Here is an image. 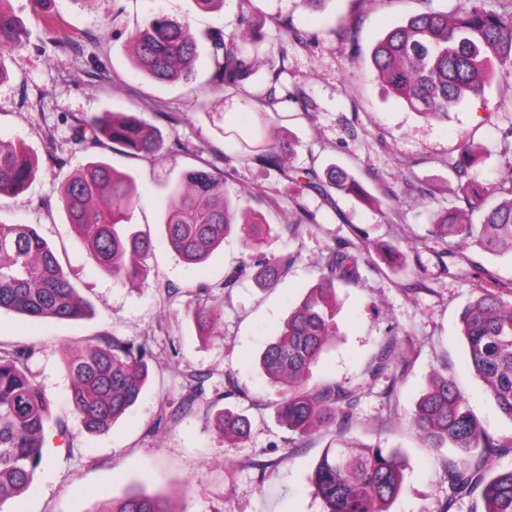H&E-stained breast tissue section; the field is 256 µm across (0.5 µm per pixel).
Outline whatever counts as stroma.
I'll return each mask as SVG.
<instances>
[{
  "label": "stroma",
  "mask_w": 512,
  "mask_h": 512,
  "mask_svg": "<svg viewBox=\"0 0 512 512\" xmlns=\"http://www.w3.org/2000/svg\"><path fill=\"white\" fill-rule=\"evenodd\" d=\"M55 3L47 21L31 0H11L29 39L5 57L0 144L23 146L40 170L20 197H0V223L36 227L94 314L58 321L0 312V342L37 347L30 369L53 416L69 429L68 443L51 440L30 489L0 512H96L101 501L133 487L164 493L175 512H324L308 475L338 437L403 451L405 489L391 512H476L472 498L448 505V464L456 454L422 448L412 414L438 371L457 380L490 435H512V421L469 367L460 325L463 309L481 290L512 300V258L474 245L458 248L434 235L445 213L464 206L471 183L489 191L512 182V156L500 150L512 132V80L491 81L487 106L465 101L448 120H428L375 80L371 64L376 42L390 27L426 5L449 10L458 0H224L208 10L194 0ZM157 12L189 19L199 37L202 55L192 80L158 83L134 70L126 37ZM245 16L259 22L255 48L266 65L239 87L214 88L206 81V36L239 34ZM270 83L276 86L272 103L258 96ZM110 111L160 130L162 155L75 145L77 117ZM255 112L267 113L272 129L291 142L283 166L238 159L225 142L221 126L244 124ZM465 143L479 147L481 156L464 175L458 160ZM58 159L64 168H55ZM93 160L138 185L132 222L155 247L142 278L113 282L67 221L56 188L63 174ZM333 165L354 177L358 193L315 187L300 193L290 182L296 171L322 177ZM199 166L223 174L224 192L239 213L264 220L259 255L246 252L235 233L202 265L184 264L168 249L166 196L183 173ZM292 221L312 227L294 233ZM344 244L360 250L361 278L338 291L339 336L312 380L355 386V421L342 432L321 429L302 437L279 425V391L259 358L319 282L329 251ZM281 255L292 262L276 287H259L249 274L234 287H220L225 272ZM198 303L221 315L212 335L187 315ZM391 335L400 338L408 366L388 399L383 383L365 384L362 372L377 341ZM112 336L146 345L150 377L109 433L90 435L69 403L61 358ZM193 371L214 372L224 390L218 408L250 419L246 442L235 446L220 438L203 413L177 414ZM163 413L168 419L162 423Z\"/></svg>",
  "instance_id": "obj_1"
}]
</instances>
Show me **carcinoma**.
Returning <instances> with one entry per match:
<instances>
[{
    "label": "carcinoma",
    "mask_w": 512,
    "mask_h": 512,
    "mask_svg": "<svg viewBox=\"0 0 512 512\" xmlns=\"http://www.w3.org/2000/svg\"><path fill=\"white\" fill-rule=\"evenodd\" d=\"M0 0V82L9 73L6 54L23 48L28 32L10 6ZM462 0L448 11L428 9L388 30L372 51L374 77L417 113L436 120L466 99L487 102L489 78L512 77V0ZM238 41L215 32L208 37L211 81L236 87L255 67L248 46L255 45L254 24ZM135 69L157 81L189 80L199 57L198 39L187 19L163 14L146 18L128 36ZM239 155L274 164L280 143L265 113L249 126L230 130ZM74 143L81 148H111L129 154L156 155L162 134L122 112L84 115L77 119ZM37 166L21 149L0 145V196L22 194ZM495 191L507 195L483 215L481 224H466L450 213L436 233L459 246L475 244L498 256L512 255V186ZM58 195L68 221L93 252L99 269L123 283L140 276L152 251L150 238L133 230L132 212L138 186L104 161H91L64 178ZM165 238L174 254L192 265L205 263L224 238L239 229L247 251L257 249L259 224L237 225L224 197L223 175L206 168L185 173L165 201ZM288 256L262 262L256 278L274 287L288 268ZM359 254L350 246L329 251L320 283L294 308L277 338L261 356L269 382L281 399L277 416L301 435L321 428L340 431L353 422L355 389L343 382L309 384L312 369L336 336V287L356 283ZM0 310L32 318L81 320L92 312L70 283L57 254L29 224H0ZM470 364L501 413L512 420V301L482 290L460 317ZM398 337L381 341L366 372L367 379L390 381L393 394L398 368ZM34 346L0 343V506L26 493L47 447L51 402L35 382L29 363ZM149 353L143 344L112 337L86 345L62 360L71 380L70 403L82 428L106 433L136 404L149 379ZM209 374H190L185 413H209L216 400L207 398ZM224 437L247 438V418L224 409L215 416ZM414 427L423 447L451 448L457 460L448 464V503L474 494L482 512H512V468L498 460L512 452V436L494 437L469 409L455 382L434 375L416 406ZM312 493L325 512H389L404 487L400 452L380 446L327 448L308 476ZM98 512H175L168 498L138 488L101 502Z\"/></svg>",
    "instance_id": "cac0c4a2"
}]
</instances>
